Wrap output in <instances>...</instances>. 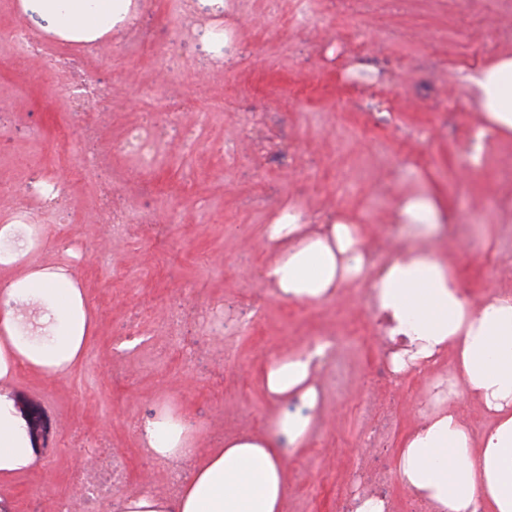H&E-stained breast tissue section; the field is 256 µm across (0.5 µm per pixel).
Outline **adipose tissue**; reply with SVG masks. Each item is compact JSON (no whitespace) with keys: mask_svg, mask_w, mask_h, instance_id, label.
Instances as JSON below:
<instances>
[{"mask_svg":"<svg viewBox=\"0 0 512 512\" xmlns=\"http://www.w3.org/2000/svg\"><path fill=\"white\" fill-rule=\"evenodd\" d=\"M131 0H22L24 13L50 32L84 44L111 34L128 20ZM469 95L496 133L512 132V57L472 68ZM402 222L421 245L399 251L372 268L359 225L302 223L283 213L267 225L264 243L273 257L261 269L279 299L316 303L336 297L343 285L369 281L375 316L394 376L428 375L432 398L396 453L400 485L429 512H512V294L492 292L473 302L455 274L429 247L438 212L427 198L400 207ZM33 225H0V266L12 277L0 284V482L28 470L32 442L10 397L20 368L62 376L81 357L90 332L88 303L67 266H25L34 247ZM320 365L300 347L274 355L260 380L274 412L263 433L246 432L195 457L170 496L142 489L120 499L121 512H282L287 494L282 446L299 448L320 412ZM467 397L489 416L474 433L456 411ZM159 459L190 454L187 429L158 418L143 431Z\"/></svg>","mask_w":512,"mask_h":512,"instance_id":"1","label":"adipose tissue"}]
</instances>
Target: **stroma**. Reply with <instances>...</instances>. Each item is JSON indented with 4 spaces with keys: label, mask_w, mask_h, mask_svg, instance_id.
Segmentation results:
<instances>
[{
    "label": "stroma",
    "mask_w": 512,
    "mask_h": 512,
    "mask_svg": "<svg viewBox=\"0 0 512 512\" xmlns=\"http://www.w3.org/2000/svg\"><path fill=\"white\" fill-rule=\"evenodd\" d=\"M224 2L134 0L129 22L86 46L0 0V225H43L27 266L68 265L92 312L64 377L12 383L35 458L7 488L14 512L62 499L86 512L76 476L92 455L122 457L117 495L172 494L189 463L154 457L142 428L190 421L200 454L263 428L274 408L258 370L325 335L338 362L319 374L306 447L284 451V512H350L364 491L425 512L393 467L430 379H394L367 282L313 305L272 296L263 234L287 210L360 224L379 266L412 244L400 204L426 196L442 224L431 246L471 299L512 291V134L462 160L485 122L464 71L512 55V0H309L303 25L296 0ZM19 24L45 58L24 60ZM139 127L162 134L146 170L119 148ZM58 180L68 190L46 206L35 189ZM116 214L131 220L117 246Z\"/></svg>",
    "instance_id": "obj_1"
}]
</instances>
